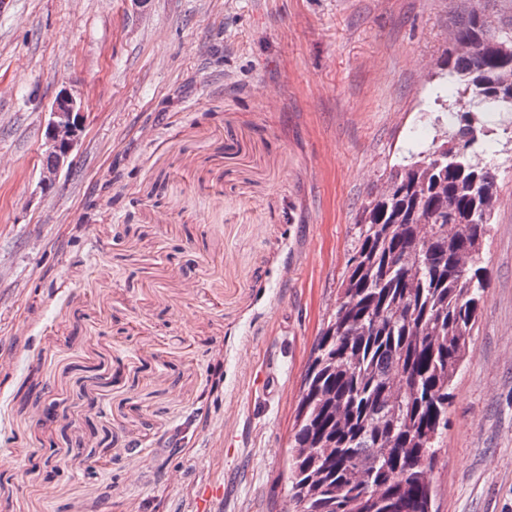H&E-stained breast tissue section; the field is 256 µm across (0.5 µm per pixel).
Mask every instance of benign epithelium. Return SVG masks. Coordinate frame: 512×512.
<instances>
[{
	"label": "benign epithelium",
	"instance_id": "benign-epithelium-1",
	"mask_svg": "<svg viewBox=\"0 0 512 512\" xmlns=\"http://www.w3.org/2000/svg\"><path fill=\"white\" fill-rule=\"evenodd\" d=\"M81 133V101L65 87L57 94L49 110L43 153L49 164L41 167L42 188L48 189L54 185L62 171L70 166Z\"/></svg>",
	"mask_w": 512,
	"mask_h": 512
}]
</instances>
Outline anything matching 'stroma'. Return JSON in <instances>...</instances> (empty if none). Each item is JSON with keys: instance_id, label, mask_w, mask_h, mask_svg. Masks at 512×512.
<instances>
[{"instance_id": "stroma-1", "label": "stroma", "mask_w": 512, "mask_h": 512, "mask_svg": "<svg viewBox=\"0 0 512 512\" xmlns=\"http://www.w3.org/2000/svg\"><path fill=\"white\" fill-rule=\"evenodd\" d=\"M465 0H0V512H293L288 448L364 206L467 97ZM83 105L38 182L48 109ZM437 512H512V114ZM61 462L48 474L41 458ZM48 114L43 159H48L49 164H43L40 172V185L44 189L54 185L65 167L70 166L83 129L81 101L69 88L57 94Z\"/></svg>"}]
</instances>
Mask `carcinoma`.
<instances>
[{"mask_svg":"<svg viewBox=\"0 0 512 512\" xmlns=\"http://www.w3.org/2000/svg\"><path fill=\"white\" fill-rule=\"evenodd\" d=\"M467 51L446 75L479 105L512 112V18L469 11L454 26ZM486 130L472 111L448 157L399 165L358 225L336 312L316 339L290 439L295 512H433L430 471L448 425L450 386L486 283L482 246L498 204L494 170L475 159ZM437 231L423 237L416 221Z\"/></svg>","mask_w":512,"mask_h":512,"instance_id":"carcinoma-1","label":"carcinoma"}]
</instances>
